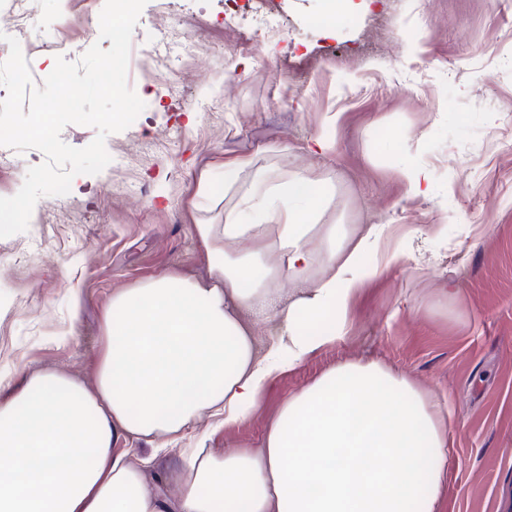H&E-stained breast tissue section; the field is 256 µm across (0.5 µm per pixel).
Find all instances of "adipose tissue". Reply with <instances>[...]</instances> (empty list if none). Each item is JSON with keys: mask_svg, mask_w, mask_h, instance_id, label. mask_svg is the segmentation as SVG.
<instances>
[{"mask_svg": "<svg viewBox=\"0 0 512 512\" xmlns=\"http://www.w3.org/2000/svg\"><path fill=\"white\" fill-rule=\"evenodd\" d=\"M224 183L236 208L193 226L205 277L168 270L113 290L94 387L58 371L0 377V512H441L444 416L409 376L361 358L289 397L260 450L180 453L176 499L131 460L126 441L163 448L202 415L228 428L253 416L277 374L348 335L357 298L403 256L365 261L386 225L324 223L331 191L303 174L238 156ZM247 312L278 322L266 354Z\"/></svg>", "mask_w": 512, "mask_h": 512, "instance_id": "ef3b65f1", "label": "adipose tissue"}]
</instances>
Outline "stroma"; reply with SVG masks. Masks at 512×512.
Wrapping results in <instances>:
<instances>
[{
  "mask_svg": "<svg viewBox=\"0 0 512 512\" xmlns=\"http://www.w3.org/2000/svg\"><path fill=\"white\" fill-rule=\"evenodd\" d=\"M104 3L34 0L31 36L67 37L71 62L110 48ZM265 5L282 38L246 51L224 0H148L133 39L150 46L180 26L198 50L145 79L128 67L145 108L107 137L111 166L40 198L27 231L0 238V370L16 384L59 368L94 385L113 289L173 268L206 275L192 226L223 223L235 203L224 162L248 155L332 184L326 223L388 225L366 258L399 240L404 258L359 298L349 334L277 376L260 411L228 430L202 419L182 447L211 427L215 448L259 450L288 397L363 356L447 411L442 512H512V0H353L322 25L324 0ZM320 137L328 150L313 149ZM404 160L432 171L428 195L407 194ZM451 274L459 289L447 300L436 289Z\"/></svg>",
  "mask_w": 512,
  "mask_h": 512,
  "instance_id": "35a3bbf8",
  "label": "stroma"
}]
</instances>
